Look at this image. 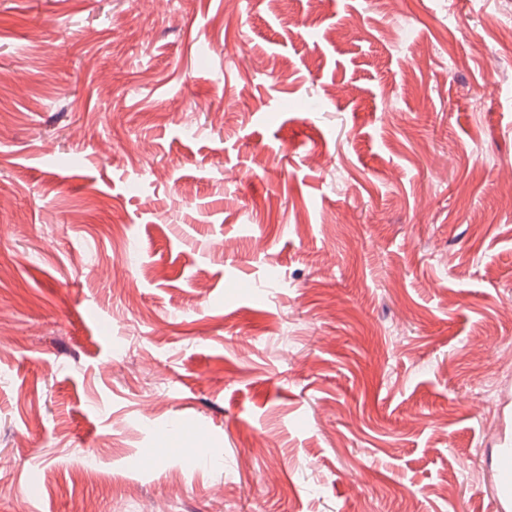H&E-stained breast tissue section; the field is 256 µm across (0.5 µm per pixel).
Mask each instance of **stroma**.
I'll list each match as a JSON object with an SVG mask.
<instances>
[{
	"mask_svg": "<svg viewBox=\"0 0 512 512\" xmlns=\"http://www.w3.org/2000/svg\"><path fill=\"white\" fill-rule=\"evenodd\" d=\"M226 7L0 0V512H496L512 0Z\"/></svg>",
	"mask_w": 512,
	"mask_h": 512,
	"instance_id": "1",
	"label": "stroma"
}]
</instances>
